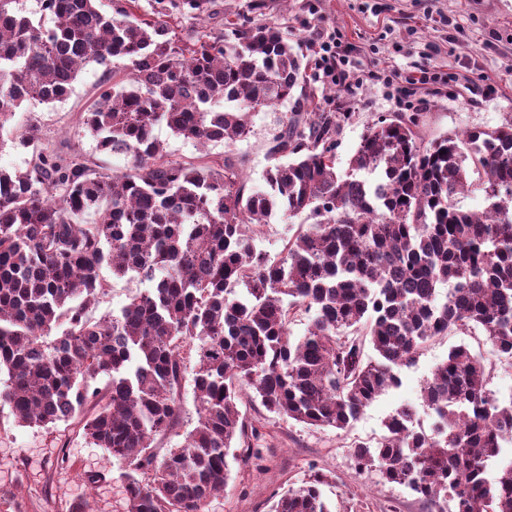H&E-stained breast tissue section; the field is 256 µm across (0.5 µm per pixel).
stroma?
<instances>
[{"label":"stroma","instance_id":"35a3bbf8","mask_svg":"<svg viewBox=\"0 0 512 512\" xmlns=\"http://www.w3.org/2000/svg\"><path fill=\"white\" fill-rule=\"evenodd\" d=\"M254 22L287 28L294 49L306 64V93L319 111H354L336 150V168L346 171L367 126L378 116L396 112L394 88L369 82L348 94L327 84L312 68L313 30L336 31L348 47V67L360 73L394 66L409 75L422 71L456 73L465 87L438 94L423 110L419 128L423 142L443 134L501 125L512 120V0H215L210 13L172 20L178 39L192 43L229 25ZM104 80L101 68L85 66L61 102L24 104L16 112L11 135L0 141V169L26 170L31 152L15 144L17 136L37 129L55 153H81L108 173L125 170L122 157L99 152L79 118L98 100ZM293 101L251 113L250 133L236 142L233 154L242 160L250 185L263 187L272 161L269 142ZM170 159L218 161L223 143L199 151L196 143L176 136L168 127L154 130ZM101 277L108 290L95 316L119 311L145 288L136 278H116L110 267ZM467 345L492 367L490 388L501 404L512 403V363L499 359L482 334L440 336L427 343L415 364L401 371L402 384L365 408L345 431L319 430L268 412L243 392L238 402L242 418L255 432L248 438L243 460H230L231 475L223 493L208 512H269L276 494L299 486L314 472L326 480L321 492L330 512H429L405 487L386 483L379 474H359L351 458L354 443L376 444L384 422L398 407L414 406L424 427L433 417L421 399V385L455 346ZM103 449L86 443L77 424L51 428L19 425L8 405L0 403V512H68L73 499L85 494L83 474L111 468Z\"/></svg>","mask_w":512,"mask_h":512}]
</instances>
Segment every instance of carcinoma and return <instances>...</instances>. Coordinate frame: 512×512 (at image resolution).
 I'll return each mask as SVG.
<instances>
[{
	"label": "carcinoma",
	"instance_id": "carcinoma-1",
	"mask_svg": "<svg viewBox=\"0 0 512 512\" xmlns=\"http://www.w3.org/2000/svg\"><path fill=\"white\" fill-rule=\"evenodd\" d=\"M15 2L0 0V132L23 103L66 99L93 63L112 83L82 124L99 151L128 159L102 173L31 130L18 142L32 149L29 168L0 169V400L22 426L77 422L118 464L115 477L87 472V486L121 482L127 512H205L246 437L244 389L279 416L346 430L438 336L480 328L512 362V120L424 144L423 113L381 116L341 175L336 147L353 113L303 112L297 100L257 189L231 153L176 162L154 130L201 146L247 137L249 114L303 81L288 32L235 26L186 45L169 19L206 13L210 0H153L150 15L139 0L112 14L98 0H40L37 18ZM469 188L484 212L459 205ZM278 213L312 223L272 258L254 241ZM104 264L150 287L97 318ZM300 309L312 318L294 339ZM186 346L198 420L159 457L155 438L179 423ZM490 380L483 357L452 348L421 388L432 431L399 407L376 446L354 444L357 470L432 512H512V460H499L512 405ZM321 483L289 488L271 512H329Z\"/></svg>",
	"mask_w": 512,
	"mask_h": 512
}]
</instances>
